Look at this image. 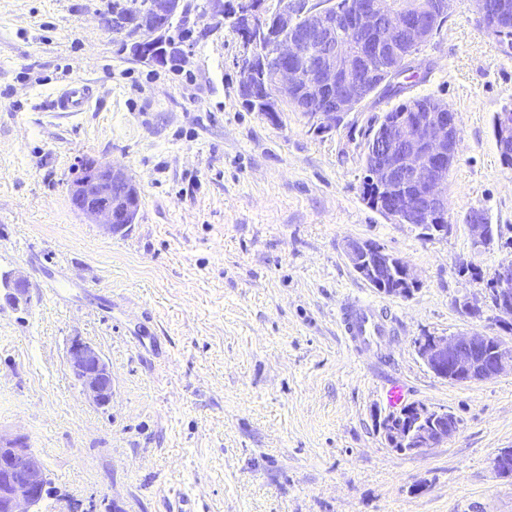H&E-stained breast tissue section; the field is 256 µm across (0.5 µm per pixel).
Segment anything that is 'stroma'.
<instances>
[{"label":"stroma","mask_w":512,"mask_h":512,"mask_svg":"<svg viewBox=\"0 0 512 512\" xmlns=\"http://www.w3.org/2000/svg\"><path fill=\"white\" fill-rule=\"evenodd\" d=\"M128 0H0V271L32 282L28 310L0 307V435H24L53 484L42 512H512V371L472 384L432 373L416 338L473 329L512 343L456 302L512 260V166L493 117L512 107V46L454 0L403 93L373 94L336 131L251 111L238 92L244 47L207 0L176 66L134 57L112 27ZM92 82L86 112L50 111L65 83ZM446 101L460 120L448 174V236L427 241L362 196L365 130L399 103ZM124 168L140 191L134 223L106 233L72 204L79 161ZM500 230L474 251L463 218ZM349 238L408 260L410 296L364 283ZM393 321L379 355L339 336L344 300ZM99 347L109 407L66 367L70 339ZM451 412L456 436L419 454L376 428L386 389Z\"/></svg>","instance_id":"1"}]
</instances>
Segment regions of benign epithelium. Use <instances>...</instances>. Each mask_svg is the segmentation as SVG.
I'll return each mask as SVG.
<instances>
[{"instance_id":"obj_1","label":"benign epithelium","mask_w":512,"mask_h":512,"mask_svg":"<svg viewBox=\"0 0 512 512\" xmlns=\"http://www.w3.org/2000/svg\"><path fill=\"white\" fill-rule=\"evenodd\" d=\"M181 0H147L148 43L134 42L131 53L157 65L176 54L167 26ZM452 0H429L418 10L391 13L389 0H362L348 13L336 12L333 0H281L270 12L263 0H235V23L248 35L238 63L239 90L245 102L262 104L265 116L277 117L281 105L296 102L301 92L314 105L313 129L331 133L345 115L369 96L394 83L396 68L378 67L383 56L405 58V49L423 48L436 35V22L449 13ZM505 0H473L476 19L498 37L512 35ZM496 142L501 159L512 161V109L498 113ZM460 148L457 112L432 99L424 112H404L379 123L364 166V180L378 197L367 205L386 219L411 224L426 240L448 234V174ZM75 208L112 234L129 227L136 210V183L118 166L85 157L70 186ZM473 245L487 249L496 235L477 209L465 218ZM343 253L357 275L373 288L392 281L391 294L408 296L419 286L412 265L385 246L368 239H348ZM0 301L14 310L32 301L30 283L20 273L0 275ZM465 315L477 318L484 308L498 326L512 323V265L499 266L485 300L456 302ZM416 351L436 376L459 384L491 380L512 369V345L480 330L457 336H421ZM66 367L95 405L112 402V372L102 352L74 337ZM385 441L403 453H422L452 439L456 417L424 403H409L378 421ZM50 489L42 459L22 435H0V512H40Z\"/></svg>"}]
</instances>
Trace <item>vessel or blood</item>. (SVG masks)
Instances as JSON below:
<instances>
[{
	"label": "vessel or blood",
	"instance_id": "obj_1",
	"mask_svg": "<svg viewBox=\"0 0 512 512\" xmlns=\"http://www.w3.org/2000/svg\"><path fill=\"white\" fill-rule=\"evenodd\" d=\"M94 99L89 82H71L59 90L50 108L55 112H85L92 107ZM338 324L352 351L358 354L378 352L392 334L389 318L382 307L360 300L342 306Z\"/></svg>",
	"mask_w": 512,
	"mask_h": 512
}]
</instances>
